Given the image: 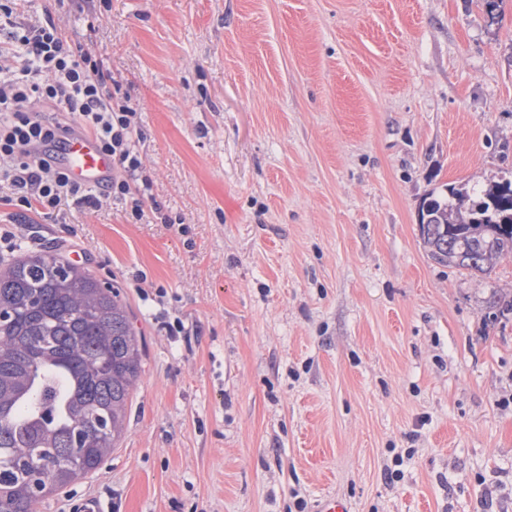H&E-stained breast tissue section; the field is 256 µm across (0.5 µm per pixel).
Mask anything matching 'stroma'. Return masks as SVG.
Returning a JSON list of instances; mask_svg holds the SVG:
<instances>
[{"label":"stroma","mask_w":512,"mask_h":512,"mask_svg":"<svg viewBox=\"0 0 512 512\" xmlns=\"http://www.w3.org/2000/svg\"><path fill=\"white\" fill-rule=\"evenodd\" d=\"M32 8L138 104L175 218L0 203L143 344L118 448L34 512H512V256L459 273L418 224L512 171V0H108L92 31L80 0Z\"/></svg>","instance_id":"obj_1"}]
</instances>
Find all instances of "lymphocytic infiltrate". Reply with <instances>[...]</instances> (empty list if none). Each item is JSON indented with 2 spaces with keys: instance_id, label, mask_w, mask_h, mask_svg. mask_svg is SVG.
<instances>
[{
  "instance_id": "lymphocytic-infiltrate-1",
  "label": "lymphocytic infiltrate",
  "mask_w": 512,
  "mask_h": 512,
  "mask_svg": "<svg viewBox=\"0 0 512 512\" xmlns=\"http://www.w3.org/2000/svg\"><path fill=\"white\" fill-rule=\"evenodd\" d=\"M30 0H0V184L11 203L54 213L63 203L90 209L112 200L125 206V219L171 223L155 199L139 151L138 106L89 48L71 45L52 14L26 18ZM58 113L55 121L44 120ZM92 135L112 159V176L102 185L72 180L51 149L74 130Z\"/></svg>"
}]
</instances>
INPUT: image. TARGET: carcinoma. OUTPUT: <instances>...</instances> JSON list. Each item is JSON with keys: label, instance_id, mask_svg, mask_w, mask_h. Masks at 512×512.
<instances>
[{"label": "carcinoma", "instance_id": "1", "mask_svg": "<svg viewBox=\"0 0 512 512\" xmlns=\"http://www.w3.org/2000/svg\"><path fill=\"white\" fill-rule=\"evenodd\" d=\"M436 263L469 275L512 255V175L468 198L453 185L419 206ZM143 373L141 339L115 288L52 250L0 271V512L94 474L123 438Z\"/></svg>", "mask_w": 512, "mask_h": 512}]
</instances>
